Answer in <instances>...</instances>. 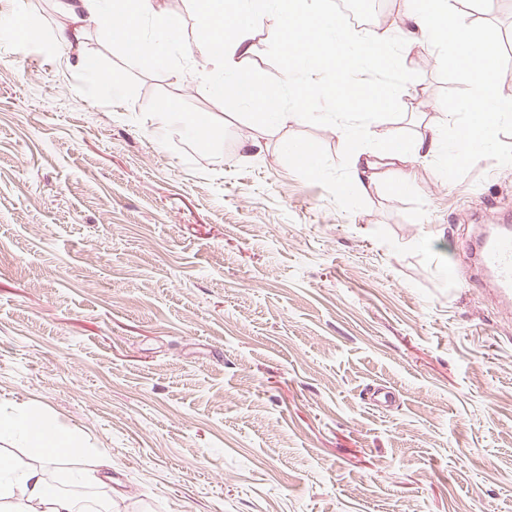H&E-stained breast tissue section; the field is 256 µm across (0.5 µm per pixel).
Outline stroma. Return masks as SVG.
Wrapping results in <instances>:
<instances>
[{"mask_svg":"<svg viewBox=\"0 0 512 512\" xmlns=\"http://www.w3.org/2000/svg\"><path fill=\"white\" fill-rule=\"evenodd\" d=\"M157 5L179 33L160 70L102 27L56 43L60 0H0V416L68 431L110 512H512V304L459 261L512 219V167L422 157L401 191L383 154L468 95L445 47L372 76L398 89L354 120L381 178L343 201L334 74L315 115L267 126L211 99L197 0ZM255 36L245 69L296 83Z\"/></svg>","mask_w":512,"mask_h":512,"instance_id":"stroma-1","label":"stroma"}]
</instances>
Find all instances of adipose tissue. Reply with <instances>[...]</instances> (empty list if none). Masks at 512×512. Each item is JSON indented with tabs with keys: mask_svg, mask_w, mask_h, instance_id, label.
<instances>
[{
	"mask_svg": "<svg viewBox=\"0 0 512 512\" xmlns=\"http://www.w3.org/2000/svg\"><path fill=\"white\" fill-rule=\"evenodd\" d=\"M405 12L391 37L375 39L361 67L371 71L400 66L411 45L427 40L446 47L454 62L458 78L469 85V97L455 103L460 114L482 115L469 143L459 144L448 155L449 164H474L486 159L484 146L492 142L498 125L512 116V97L503 95L501 79L494 58L485 56L484 49L494 39L487 28L468 20L454 0H406ZM114 16L112 38L139 61H147L154 53L142 23L155 13L154 0H119ZM269 12L279 22L267 32L278 40L280 49L301 54L302 85H310L320 72L335 69L337 100L343 111H352L357 99L347 94L350 82L344 68L336 67L335 50L346 44L349 33L341 24L325 20L322 0H266ZM256 0H226L220 13H207L203 27L207 33L202 47L207 56L220 60L224 79L232 86V97L240 105L258 111L264 122L284 124L295 120V112L286 111L281 94L263 87L255 76L242 66L244 59L255 55L258 44L252 34ZM443 139L433 133L425 138L395 142L386 151V158L396 161L392 175L397 187L412 183L413 176L405 165L411 157L439 154ZM22 438L35 450L44 465H64V476L79 480L84 476L79 457L70 446L69 435L52 421L36 415L19 414L0 421V432ZM21 505L25 512H77L75 502L64 495L49 494L38 468H22L0 461V507Z\"/></svg>",
	"mask_w": 512,
	"mask_h": 512,
	"instance_id": "ef3b65f1",
	"label": "adipose tissue"
}]
</instances>
